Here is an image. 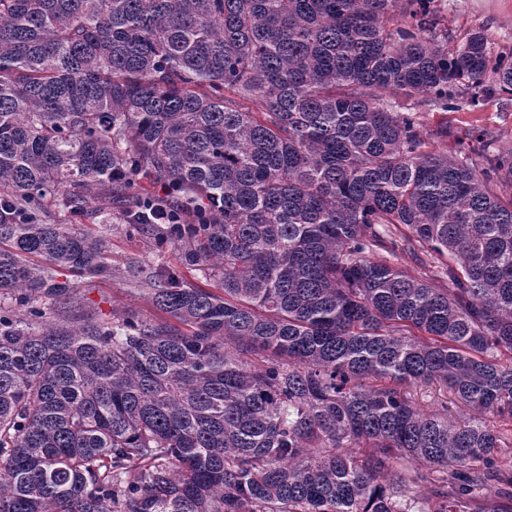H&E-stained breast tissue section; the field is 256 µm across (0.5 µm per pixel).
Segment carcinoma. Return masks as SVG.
<instances>
[{
  "label": "carcinoma",
  "instance_id": "1",
  "mask_svg": "<svg viewBox=\"0 0 512 512\" xmlns=\"http://www.w3.org/2000/svg\"><path fill=\"white\" fill-rule=\"evenodd\" d=\"M439 14L0 0V512H512V151L425 122L512 57ZM114 206L216 288L159 259L155 318L89 312Z\"/></svg>",
  "mask_w": 512,
  "mask_h": 512
}]
</instances>
